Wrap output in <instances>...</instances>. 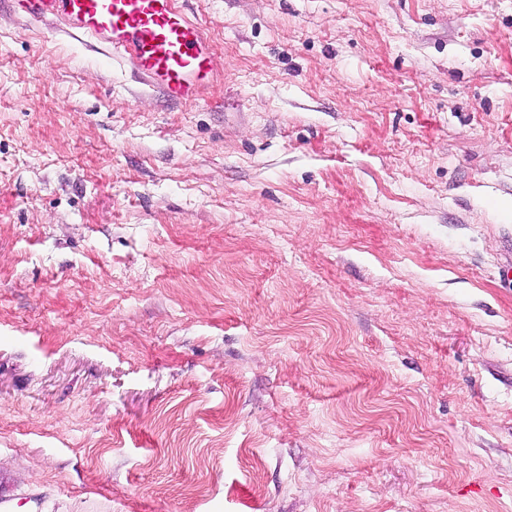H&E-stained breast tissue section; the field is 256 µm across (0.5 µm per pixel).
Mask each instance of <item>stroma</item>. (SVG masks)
Here are the masks:
<instances>
[{
  "label": "stroma",
  "instance_id": "obj_1",
  "mask_svg": "<svg viewBox=\"0 0 512 512\" xmlns=\"http://www.w3.org/2000/svg\"><path fill=\"white\" fill-rule=\"evenodd\" d=\"M206 100L0 0V499L512 512V0H188Z\"/></svg>",
  "mask_w": 512,
  "mask_h": 512
}]
</instances>
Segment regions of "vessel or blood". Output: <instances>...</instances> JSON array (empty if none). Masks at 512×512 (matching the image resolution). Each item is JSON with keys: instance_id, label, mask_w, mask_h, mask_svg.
<instances>
[{"instance_id": "b4317fda", "label": "vessel or blood", "mask_w": 512, "mask_h": 512, "mask_svg": "<svg viewBox=\"0 0 512 512\" xmlns=\"http://www.w3.org/2000/svg\"><path fill=\"white\" fill-rule=\"evenodd\" d=\"M28 17L51 19L94 51L128 66L170 101L201 99L221 65L186 0H14Z\"/></svg>"}]
</instances>
